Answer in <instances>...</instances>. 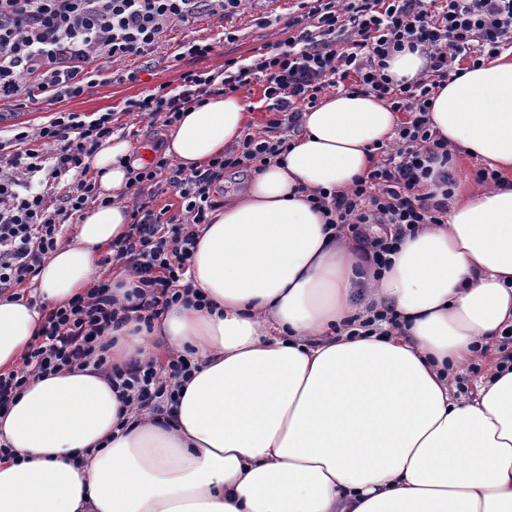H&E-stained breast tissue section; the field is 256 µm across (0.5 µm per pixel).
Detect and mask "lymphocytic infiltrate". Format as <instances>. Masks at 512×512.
Segmentation results:
<instances>
[{
	"label": "lymphocytic infiltrate",
	"instance_id": "1",
	"mask_svg": "<svg viewBox=\"0 0 512 512\" xmlns=\"http://www.w3.org/2000/svg\"><path fill=\"white\" fill-rule=\"evenodd\" d=\"M243 0H0V103L43 102L48 120L0 137V295L31 284L62 241L65 224L88 206L104 204L90 175L102 143L118 131L112 112H69L58 103L83 95L112 64L162 48L168 30L200 14H237ZM277 26L279 38L250 60H225L217 72L182 70L175 86L159 84L124 110L170 126L180 112L210 96L257 84L270 114L268 128L299 132L303 112L328 89L373 96L401 113L383 158L351 190L308 194L331 229L344 231L358 260L389 268L405 236L448 217L447 200L422 190L435 178L450 191L446 140L430 128L436 89L462 70L483 65L512 46V0H295ZM419 50L429 63L414 80L387 73L393 54ZM287 139L246 134L237 146L184 170L165 154L132 171L130 224L100 263L90 288L51 307L14 369L0 372V414L30 380L69 366L104 372L126 405L164 414L175 405L196 365L190 354L146 361L112 360V332L129 322L153 328L174 304L210 302L187 276L198 231L218 202L213 188L236 169L261 171L288 149ZM174 191L181 210L168 215L157 200ZM132 275L117 300L109 270Z\"/></svg>",
	"mask_w": 512,
	"mask_h": 512
}]
</instances>
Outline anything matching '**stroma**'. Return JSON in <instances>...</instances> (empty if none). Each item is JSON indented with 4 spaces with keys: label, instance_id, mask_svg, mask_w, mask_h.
<instances>
[{
    "label": "stroma",
    "instance_id": "stroma-1",
    "mask_svg": "<svg viewBox=\"0 0 512 512\" xmlns=\"http://www.w3.org/2000/svg\"><path fill=\"white\" fill-rule=\"evenodd\" d=\"M289 5V0H246L243 11L238 15L226 19L200 17L189 26L167 33L163 50L150 58L151 73L142 75L140 81L131 82L127 79L129 70L138 68V61H118L113 63L106 82L90 88L81 97L63 102L62 107L87 114L106 110L119 113V121L125 126L123 137L130 143L134 157L144 163L150 162L156 147L164 143L165 128L151 124L148 118L123 114L122 108L126 100L139 97L149 87L161 83H177L181 68L170 66L168 52L188 38L211 39L214 44L211 54L197 61L185 60L183 68L211 72L221 70L226 59L249 57L265 44L276 41L275 27H259L256 20L264 16L286 14ZM227 28L235 31V41H225L223 31Z\"/></svg>",
    "mask_w": 512,
    "mask_h": 512
}]
</instances>
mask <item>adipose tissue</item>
I'll list each match as a JSON object with an SVG mask.
<instances>
[{"label": "adipose tissue", "instance_id": "ef3b65f1", "mask_svg": "<svg viewBox=\"0 0 512 512\" xmlns=\"http://www.w3.org/2000/svg\"><path fill=\"white\" fill-rule=\"evenodd\" d=\"M432 129L504 188L459 183L448 219L405 239L381 275L359 268L304 190H344L399 121L386 102L340 92L304 112L283 163L224 193L190 274L212 311L172 306L146 331L115 332L113 356L192 349L197 369L162 420L123 407L108 379L70 367L28 384L0 416V512H512V368L472 399L461 366L512 325V50L437 93ZM248 115L232 95L182 112L165 154L184 169L236 145ZM128 141L93 157L107 206L82 217L36 278L43 301L88 288L130 221ZM391 308L398 330L347 324ZM43 322L0 297V371Z\"/></svg>", "mask_w": 512, "mask_h": 512}]
</instances>
